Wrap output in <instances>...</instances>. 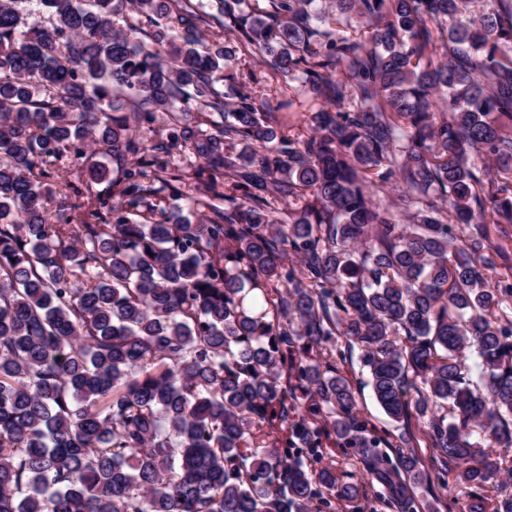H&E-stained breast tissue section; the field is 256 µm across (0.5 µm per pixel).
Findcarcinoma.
Instances as JSON below:
<instances>
[{
    "instance_id": "1",
    "label": "carcinoma",
    "mask_w": 512,
    "mask_h": 512,
    "mask_svg": "<svg viewBox=\"0 0 512 512\" xmlns=\"http://www.w3.org/2000/svg\"><path fill=\"white\" fill-rule=\"evenodd\" d=\"M264 2L0 0V512H323L363 487L309 468L330 433L403 512L512 473V0ZM89 142L112 194L50 214ZM355 358L433 469L368 429ZM239 56V68L244 67L245 73L250 71L253 74L255 83L252 86L257 90L258 104L261 103L262 99L269 102L273 108H276L280 101L290 98L294 99L292 106L274 111L275 126L286 133L289 131H292V133L303 131L306 134L308 131L303 123V119L306 118V112L311 108V103L295 95L294 91L290 88H288L287 94L281 95L285 87H288V84L298 87L299 83L297 81H289L288 77H284L282 73L277 71L271 64L270 57L263 59L250 55L239 54Z\"/></svg>"
}]
</instances>
